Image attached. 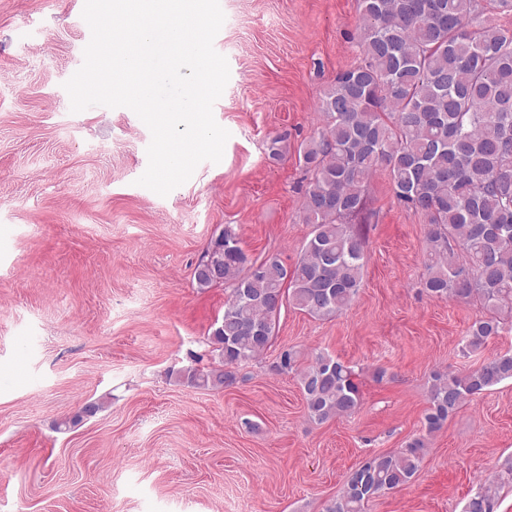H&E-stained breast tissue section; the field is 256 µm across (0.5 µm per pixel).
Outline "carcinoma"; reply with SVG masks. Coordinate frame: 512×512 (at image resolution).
Listing matches in <instances>:
<instances>
[{"label": "carcinoma", "mask_w": 512, "mask_h": 512, "mask_svg": "<svg viewBox=\"0 0 512 512\" xmlns=\"http://www.w3.org/2000/svg\"><path fill=\"white\" fill-rule=\"evenodd\" d=\"M357 12L358 60L324 90L323 125L297 147L309 237L291 265L278 254L249 259L230 224L210 240L194 279L228 296L211 363L179 373L192 387L236 383L235 368L274 344L284 304L321 320L351 306L366 264L368 186L379 170L397 201L424 219L423 290L482 309L461 354L512 331V28L498 18L512 12V0H357ZM268 151L287 156L288 131ZM273 370L297 377L317 424L361 405L358 374L328 354L305 364L301 350L284 347ZM508 380L509 352L462 373H435L424 433L359 464L323 512H366L372 499L407 486L429 437L472 396ZM505 488L512 490L511 457L463 512H494Z\"/></svg>", "instance_id": "1"}]
</instances>
